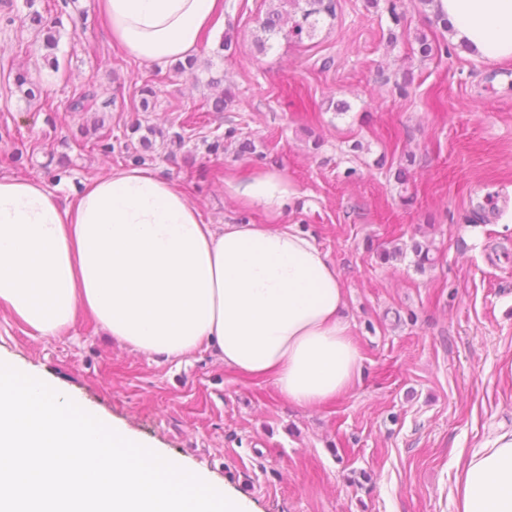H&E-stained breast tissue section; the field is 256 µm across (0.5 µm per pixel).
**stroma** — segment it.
Returning a JSON list of instances; mask_svg holds the SVG:
<instances>
[{
    "label": "stroma",
    "mask_w": 512,
    "mask_h": 512,
    "mask_svg": "<svg viewBox=\"0 0 512 512\" xmlns=\"http://www.w3.org/2000/svg\"><path fill=\"white\" fill-rule=\"evenodd\" d=\"M52 0H0V176L42 181L62 201L89 178L144 154L211 224H294L336 266L363 374L313 409L199 350L178 362L133 352L81 317L64 336L28 335L0 311V360L34 371L132 432L204 471L247 512H455L459 450L512 428V60L453 45L424 0H400L402 38L388 44V0H338L335 21L297 43L255 41L268 0H224L195 75L160 70L114 46L96 0L61 15L59 67L27 17ZM426 36L441 52L420 58ZM230 38L233 52L220 51ZM330 68H322L325 58ZM26 73L43 88L31 101ZM222 77V86L210 85ZM93 85L99 109L67 108ZM150 85L149 111L134 91ZM235 93L221 112V87ZM349 103L337 113L334 101ZM157 130L144 149L133 124ZM182 132L166 146L163 136ZM114 138L111 154L93 149ZM223 138L224 149L207 145ZM253 154L238 156L239 140ZM24 150L23 163L10 156ZM413 155L407 186L394 173ZM67 156L68 167L56 159ZM277 165L298 193L276 215L224 192L225 180ZM411 204H403L401 193ZM436 266L417 270L413 242ZM402 248L400 257L379 254Z\"/></svg>",
    "instance_id": "stroma-1"
}]
</instances>
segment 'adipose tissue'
<instances>
[{
	"instance_id": "1",
	"label": "adipose tissue",
	"mask_w": 512,
	"mask_h": 512,
	"mask_svg": "<svg viewBox=\"0 0 512 512\" xmlns=\"http://www.w3.org/2000/svg\"><path fill=\"white\" fill-rule=\"evenodd\" d=\"M453 43L512 59V0H437ZM114 43L164 69L198 51L221 0H98ZM224 190L275 213L296 197L278 169ZM346 294L327 255L295 225L209 224L175 181L150 167L86 181L67 203L43 182L0 176V310L32 336L67 334L88 313L132 351L272 377L312 408L362 374ZM455 512H512V430L456 462Z\"/></svg>"
}]
</instances>
